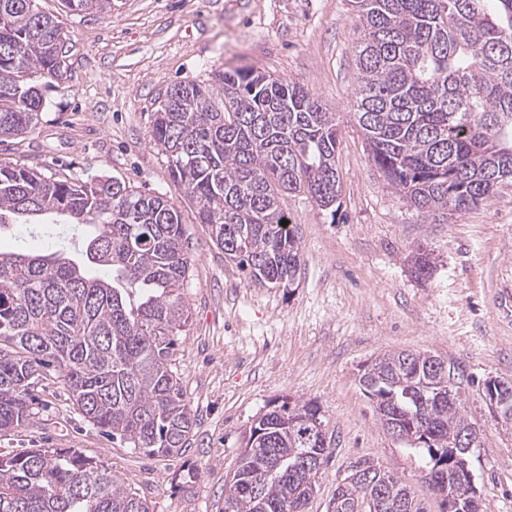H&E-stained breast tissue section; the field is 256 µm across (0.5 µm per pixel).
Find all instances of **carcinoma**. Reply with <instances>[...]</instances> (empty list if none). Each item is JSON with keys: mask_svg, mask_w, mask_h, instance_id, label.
Segmentation results:
<instances>
[{"mask_svg": "<svg viewBox=\"0 0 512 512\" xmlns=\"http://www.w3.org/2000/svg\"><path fill=\"white\" fill-rule=\"evenodd\" d=\"M358 18L355 118L370 157L410 206L425 213L485 203L512 181V0H352ZM71 12H110L112 0H63ZM70 42L38 0H0V139L31 133L41 120L42 78L70 67ZM163 148L210 238L254 284L291 281L301 265L284 198L309 194L322 210L339 196L335 113L293 83L235 69L212 83L168 88L154 113ZM20 217H51L92 229L76 261L0 252V431L33 415L35 380L56 368L74 405L100 432L149 456L185 452L193 419L173 370L177 329L188 310L181 289L191 267L181 211L163 195L116 180L59 177L0 160V232ZM106 266L112 279L87 275ZM429 355L386 352L370 363L364 389L377 415L430 443L411 444L429 471L451 482L463 460L449 439L470 426L462 401L406 391L427 379ZM324 424L312 404L288 403L246 432L237 469L224 484V512H304L321 473L270 472L257 448L284 464L304 450L325 463ZM385 495L426 512L411 486L389 474ZM355 505L358 482L337 485ZM0 512H149L75 450L30 448L0 455Z\"/></svg>", "mask_w": 512, "mask_h": 512, "instance_id": "cac0c4a2", "label": "carcinoma"}]
</instances>
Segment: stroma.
Wrapping results in <instances>:
<instances>
[{
  "label": "stroma",
  "mask_w": 512,
  "mask_h": 512,
  "mask_svg": "<svg viewBox=\"0 0 512 512\" xmlns=\"http://www.w3.org/2000/svg\"><path fill=\"white\" fill-rule=\"evenodd\" d=\"M66 77L45 89L37 129L0 142V159L88 180L114 179L179 205L191 268L189 321L173 354L196 421L186 451L151 457L111 440L73 407L58 375L39 379L23 426L0 432V453L77 449L145 498L150 512H224V482L253 422L282 403L320 407L329 456L306 512H330L350 465L370 459L445 512L423 459L378 421L359 384L363 366L412 350L454 364L469 422L480 431L470 468L482 512H512V423L493 412L483 383H512V184L479 207L432 220L377 170L354 118L358 37L350 0H112L108 13H67ZM253 68L302 86L335 112L340 179L334 211L286 197L301 266L292 281L260 286L224 258L173 182L152 139L165 91L184 81ZM67 224H14L1 252L78 258ZM425 250L430 275L413 257ZM196 469L188 479V469Z\"/></svg>",
  "instance_id": "stroma-1"
}]
</instances>
